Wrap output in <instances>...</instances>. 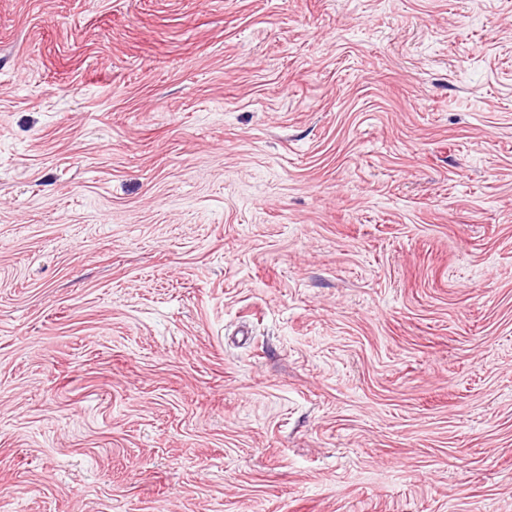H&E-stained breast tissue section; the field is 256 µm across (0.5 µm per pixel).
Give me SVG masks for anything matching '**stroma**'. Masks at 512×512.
Wrapping results in <instances>:
<instances>
[{
    "instance_id": "1",
    "label": "stroma",
    "mask_w": 512,
    "mask_h": 512,
    "mask_svg": "<svg viewBox=\"0 0 512 512\" xmlns=\"http://www.w3.org/2000/svg\"><path fill=\"white\" fill-rule=\"evenodd\" d=\"M0 512H512V0H0Z\"/></svg>"
}]
</instances>
